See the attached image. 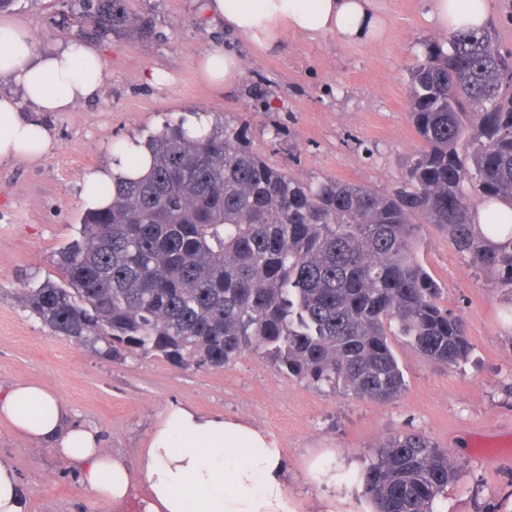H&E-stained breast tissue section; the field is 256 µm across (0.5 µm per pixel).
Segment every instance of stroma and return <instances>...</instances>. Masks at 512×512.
<instances>
[{
	"instance_id": "1",
	"label": "stroma",
	"mask_w": 512,
	"mask_h": 512,
	"mask_svg": "<svg viewBox=\"0 0 512 512\" xmlns=\"http://www.w3.org/2000/svg\"><path fill=\"white\" fill-rule=\"evenodd\" d=\"M204 0H130L152 19L147 39L101 42L102 96L48 114L54 143L39 161L0 163V386L43 384L74 421L96 429L106 451L136 462L148 432L172 403L245 420L272 435L288 466L293 512H372L361 471L388 437L425 435L458 466L436 512H512V295L459 255L439 227L417 232L418 257L464 321L467 360L444 369L401 336L391 339L406 387L387 402L361 400L281 373L254 353L198 369L156 356L106 360L52 335L18 299L24 279L62 282L58 250L76 239L85 177L104 167L119 141L205 114L245 130L253 150L307 182L352 181L396 188L419 147L407 102L409 69L440 30L428 0H384L385 33L365 46L336 35L286 30L264 53L206 20ZM64 0H16L9 15L38 48L69 41L58 24ZM235 48L242 73L210 86L196 59ZM269 105L255 108L256 91ZM0 462L12 466L28 512H113L72 465L0 420Z\"/></svg>"
}]
</instances>
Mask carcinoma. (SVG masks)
I'll list each match as a JSON object with an SVG mask.
<instances>
[{"mask_svg": "<svg viewBox=\"0 0 512 512\" xmlns=\"http://www.w3.org/2000/svg\"><path fill=\"white\" fill-rule=\"evenodd\" d=\"M60 26L95 42L148 38L129 0H65ZM407 99L421 145L396 189L315 185L253 151L242 129L189 133L168 124L145 139L149 172L100 186L111 206L88 211L57 265L64 283L20 298L53 335L117 360L159 356L222 367L247 351L289 377L385 401L405 388L390 337L450 367L470 341L416 252L435 224L454 250L512 291V49L495 30L424 44ZM490 211L486 229L474 224ZM493 235L506 241L494 244ZM458 467L420 434L394 435L361 474L373 512H435Z\"/></svg>", "mask_w": 512, "mask_h": 512, "instance_id": "obj_1", "label": "carcinoma"}]
</instances>
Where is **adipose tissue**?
Returning a JSON list of instances; mask_svg holds the SVG:
<instances>
[{"label": "adipose tissue", "mask_w": 512, "mask_h": 512, "mask_svg": "<svg viewBox=\"0 0 512 512\" xmlns=\"http://www.w3.org/2000/svg\"><path fill=\"white\" fill-rule=\"evenodd\" d=\"M205 7L225 32L262 51L280 49L283 29L311 37L333 34L347 44L375 42L385 32L382 0H207ZM429 7L446 33L490 23L487 0H430ZM197 63L215 86H228L242 73V59L231 49L202 52ZM104 67L101 54L82 43L72 40L42 51L24 26L0 19V79L20 90L16 96L0 94V161L49 154L53 137L44 114L96 98ZM25 101L33 111H23ZM150 163V154L136 142L120 143L111 169L86 178L88 208L111 204L95 195L96 185L114 175L139 178ZM0 419L76 465L81 483L118 508L133 499L137 512H290L288 469L276 440L240 419L171 404L134 466L105 451L97 431L72 423L67 406L43 385L0 388ZM138 485L144 489L139 498L133 495Z\"/></svg>", "instance_id": "adipose-tissue-1"}]
</instances>
